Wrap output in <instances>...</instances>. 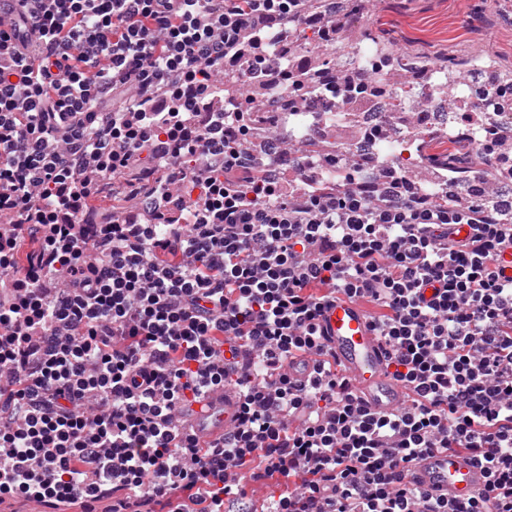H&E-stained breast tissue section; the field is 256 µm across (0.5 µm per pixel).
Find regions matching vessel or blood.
<instances>
[{
    "label": "vessel or blood",
    "instance_id": "obj_1",
    "mask_svg": "<svg viewBox=\"0 0 512 512\" xmlns=\"http://www.w3.org/2000/svg\"><path fill=\"white\" fill-rule=\"evenodd\" d=\"M320 325L325 343L370 412L391 413L403 405L407 390L391 376L386 348L361 305L343 299L332 301L325 307ZM238 412L236 392L227 386L203 393L185 410L181 422L188 433L215 439L235 422ZM409 478L417 487L451 500L470 497L486 484L484 470L466 455L439 451L419 458Z\"/></svg>",
    "mask_w": 512,
    "mask_h": 512
}]
</instances>
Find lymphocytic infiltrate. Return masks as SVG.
Wrapping results in <instances>:
<instances>
[{"label":"lymphocytic infiltrate","mask_w":512,"mask_h":512,"mask_svg":"<svg viewBox=\"0 0 512 512\" xmlns=\"http://www.w3.org/2000/svg\"><path fill=\"white\" fill-rule=\"evenodd\" d=\"M0 27V504L52 512H224L255 485L267 512H512V222L481 195L424 197L391 170L371 193H295L252 165L273 71L267 28L336 41L335 0H18ZM155 172L91 223L106 176ZM466 224L467 239L452 228ZM341 297L372 305L410 391L369 412L326 349ZM311 360L306 381L288 363ZM240 393L219 440L178 416ZM462 453L487 475L464 501L409 480Z\"/></svg>","instance_id":"f902f5d3"}]
</instances>
